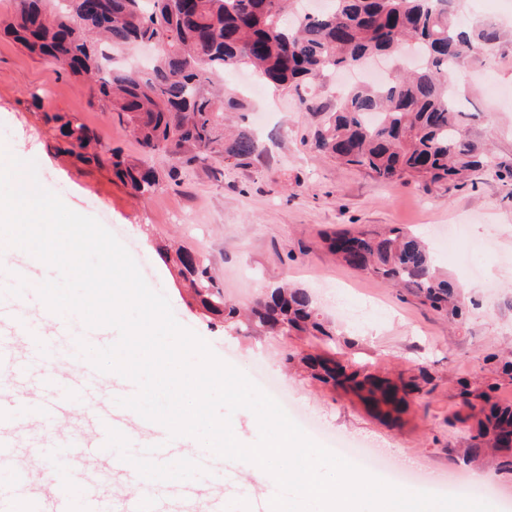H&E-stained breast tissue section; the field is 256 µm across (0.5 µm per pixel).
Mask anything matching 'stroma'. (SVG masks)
Segmentation results:
<instances>
[{
  "mask_svg": "<svg viewBox=\"0 0 512 512\" xmlns=\"http://www.w3.org/2000/svg\"><path fill=\"white\" fill-rule=\"evenodd\" d=\"M466 28L512 30V0H456ZM456 85L472 112L471 136L487 143L495 166L462 181L405 180L386 184L366 171L340 165L312 144L324 115L300 109L299 98L334 105L335 81H316L302 94L255 91L245 67L226 71V92L244 98L245 111L229 125L255 128L258 153L239 164L165 163L161 191L134 195L104 166L86 165L58 150L59 132L45 113L85 125L99 150L116 148L139 159L138 142L109 113L92 104L80 80L57 73L12 38L0 35V146L36 164L42 187L72 210L96 218L127 248L149 286L169 299L176 319L209 343L224 362L249 378L280 384L285 410L321 445L359 442L408 474L410 491L427 492L449 479H467L472 467L458 450L461 433L448 424L458 406L457 384L497 383L496 396L512 402V39L469 58ZM410 228L430 244L440 269L461 287L457 324L412 294L336 262L325 247L343 229ZM200 255L225 298L247 306L258 295L290 283L308 289L322 317L335 323L340 353L369 362L377 374L426 369L427 394L415 398L398 423L369 413L352 396L331 392L304 370L285 367L292 351L312 353L303 336H259L212 325L192 300L179 273L175 248ZM489 489L480 498L512 512V471L501 457L482 461Z\"/></svg>",
  "mask_w": 512,
  "mask_h": 512,
  "instance_id": "1",
  "label": "stroma"
}]
</instances>
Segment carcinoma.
<instances>
[{
    "instance_id": "1",
    "label": "carcinoma",
    "mask_w": 512,
    "mask_h": 512,
    "mask_svg": "<svg viewBox=\"0 0 512 512\" xmlns=\"http://www.w3.org/2000/svg\"><path fill=\"white\" fill-rule=\"evenodd\" d=\"M49 2L16 0L4 34L62 73L90 83L100 110L130 130L142 156L173 169L239 163L258 151L246 129L230 136L219 132L224 111L244 109L243 102L217 90L216 77L224 70L248 64L274 87L296 90L376 55L393 63L387 77L353 87L326 112L315 148L389 184L453 180L492 163L487 149L463 134L466 113L455 78L461 61L498 41L500 32L461 29L453 0H332L329 11L292 22L285 17L287 0H192L189 11L175 0H109L98 16L86 15L84 0H55L52 12ZM144 41L162 43L150 68L106 70L102 45L130 48ZM44 116L57 124L67 153L101 161V153L88 151L93 135L84 126L59 113ZM107 153L113 175L133 193L158 189L154 168L119 150ZM326 241L342 264L416 295L450 319L462 315L455 285L436 269L424 241L405 228L346 229ZM179 262L193 300L208 317L226 323L239 316L200 258L186 252ZM248 319L256 333L310 337L321 353L290 352L285 363L300 361L312 379L389 418L400 415L407 398L427 382L424 371L392 381L366 363L336 358V327L319 317L303 288L280 286L257 298ZM494 390L462 384L461 403L448 417V425L465 435L469 461L484 448H512V404L499 403Z\"/></svg>"
}]
</instances>
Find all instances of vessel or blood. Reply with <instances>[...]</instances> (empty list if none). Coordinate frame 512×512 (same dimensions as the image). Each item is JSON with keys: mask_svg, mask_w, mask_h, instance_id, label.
<instances>
[{"mask_svg": "<svg viewBox=\"0 0 512 512\" xmlns=\"http://www.w3.org/2000/svg\"><path fill=\"white\" fill-rule=\"evenodd\" d=\"M41 282L36 269L19 259L11 260L0 275V331L9 329L25 348L15 356L0 334V360L13 362L15 376L31 382L45 393L30 402L15 399L0 409V471L8 478L0 483V512H165L167 506L181 512H223L222 499L200 501V483L223 477L224 461L208 451L181 455L184 438L169 439L158 423L136 420L145 438L127 436L130 409L116 405V398L135 393V385L111 373H101L77 354L78 341L98 345L100 332L63 320L47 307L33 308L32 290ZM93 417L88 431L63 434L58 424L69 420L75 409ZM41 424L43 436L30 450L31 465L57 479L55 495L36 500L28 494V467L15 463L19 439L14 426L23 418ZM91 453L109 469L130 474L137 485L134 495L119 503L102 497L81 473V459Z\"/></svg>", "mask_w": 512, "mask_h": 512, "instance_id": "1", "label": "vessel or blood"}]
</instances>
